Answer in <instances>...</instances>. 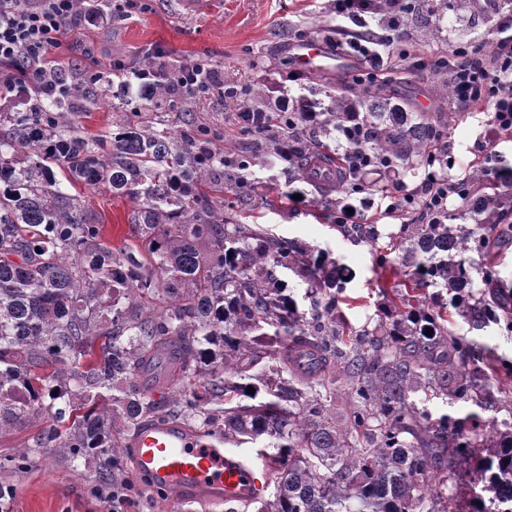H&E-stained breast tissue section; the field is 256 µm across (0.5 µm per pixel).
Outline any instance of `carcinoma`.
I'll use <instances>...</instances> for the list:
<instances>
[{
  "mask_svg": "<svg viewBox=\"0 0 512 512\" xmlns=\"http://www.w3.org/2000/svg\"><path fill=\"white\" fill-rule=\"evenodd\" d=\"M448 0L405 6L404 25L437 31ZM140 80L118 70L83 73L46 64L62 91L23 92L26 112H0V431L46 422L34 448L100 463L118 483L127 442L153 418L194 416L202 435L237 448L267 440L275 491L257 512H512V420L482 417L512 398V366L474 338L495 324L512 333V291L495 266L470 275L471 256L512 242V167L483 165L474 196L448 179V144L423 112L383 84L355 83L328 93L330 104L299 95L270 118L267 88L239 102L250 156L224 157L220 136L192 119L196 95L174 90L180 67L144 53ZM134 93L151 113L124 114L98 137L76 128L111 89ZM179 104L180 126L166 108ZM318 139L290 143L285 132L308 123ZM389 172L434 171L462 206L434 209L425 224H404L380 255L395 276L386 289L387 320L356 330L343 307L345 268L305 243L282 242L224 215V186L244 188L255 166L274 157L300 184L313 182V160L334 153L342 125ZM68 184L105 187L128 199L141 227L140 247L101 243L102 225ZM320 190L326 210L349 205L373 187L360 171ZM288 269L308 285L301 312L275 277ZM441 292L428 295L427 288ZM107 291L110 301H101ZM431 335H426V330ZM302 347L317 360L305 370L290 356ZM165 391L156 400L141 376L151 369ZM254 394L246 393L247 388ZM464 405L433 414L418 394ZM345 396L347 419L333 406Z\"/></svg>",
  "mask_w": 512,
  "mask_h": 512,
  "instance_id": "cac0c4a2",
  "label": "carcinoma"
}]
</instances>
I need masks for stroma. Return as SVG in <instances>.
I'll use <instances>...</instances> for the list:
<instances>
[{"label": "stroma", "mask_w": 512, "mask_h": 512, "mask_svg": "<svg viewBox=\"0 0 512 512\" xmlns=\"http://www.w3.org/2000/svg\"><path fill=\"white\" fill-rule=\"evenodd\" d=\"M142 12L75 28L65 47L52 51L51 59L63 65L111 71L115 62L134 63L145 48H162L163 61L179 64L202 55L210 59L216 78L209 90L199 94L194 114L198 124L224 135V152H249L251 138L238 110V93L262 83L271 90V100L284 105L288 97L312 95L326 102L325 90L337 77L352 81L365 71L363 62L339 52L337 63L319 67V80L307 83L313 71L298 68L292 58L297 44L319 38L336 42V18L325 9L327 0H143ZM484 0H458L446 16L440 33L430 35L414 26L405 30V43L415 57L403 61L384 54L376 70L396 96L415 111L427 113L448 132L450 173L468 176L476 165L496 160L512 166V133L496 129L484 104L461 106L440 92L447 77L435 62L457 46L481 43L492 47L496 31L491 16L482 9ZM134 99L106 98L93 112L82 115L79 129L88 135L110 131L125 112L142 111ZM72 194L88 201L103 226L104 242L110 246L137 245L140 230L133 209L123 199L100 188L71 186ZM224 210L244 223L260 225L282 241L299 240L330 253L349 271L348 293L360 297L358 306L347 309L348 322L357 329L371 327L382 317V288L389 278L377 261L371 244L347 237L338 226V214L320 210L311 192L289 179L278 161L255 169L246 192L224 194ZM124 481L135 487L134 502L124 512H225L224 508L193 503L173 505L161 491L151 488L125 463ZM97 483L94 464L40 456L23 471L0 469V485H9V497L0 500V512H107L90 488Z\"/></svg>", "instance_id": "obj_1"}]
</instances>
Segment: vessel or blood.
<instances>
[{
	"label": "vessel or blood",
	"instance_id": "1",
	"mask_svg": "<svg viewBox=\"0 0 512 512\" xmlns=\"http://www.w3.org/2000/svg\"><path fill=\"white\" fill-rule=\"evenodd\" d=\"M301 65L330 56L329 48L311 40L297 46ZM138 475L153 488L169 493L180 504L207 502L225 505L260 496L270 481L267 467L223 439H201L182 423L167 419L146 423L131 442Z\"/></svg>",
	"mask_w": 512,
	"mask_h": 512
}]
</instances>
